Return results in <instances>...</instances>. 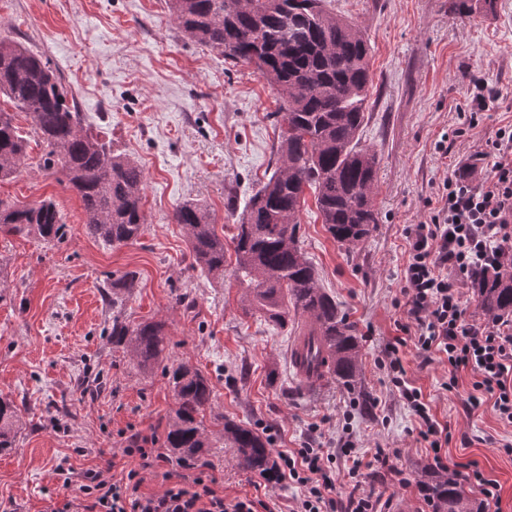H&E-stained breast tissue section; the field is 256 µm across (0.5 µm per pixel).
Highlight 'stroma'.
I'll use <instances>...</instances> for the list:
<instances>
[{
    "label": "stroma",
    "instance_id": "obj_1",
    "mask_svg": "<svg viewBox=\"0 0 512 512\" xmlns=\"http://www.w3.org/2000/svg\"><path fill=\"white\" fill-rule=\"evenodd\" d=\"M327 0L338 18L360 25L371 47L367 120L361 143L378 157L379 222L345 249L325 231L314 199L299 220V243L322 288L357 327L361 374L355 389L328 380L302 387L290 348L306 319L279 327L244 310L245 289L232 275L214 279L195 267L186 233L173 214L187 201L206 205L218 235L232 238L246 203L276 169L282 100L249 63L225 61L189 39L168 0H0V37L49 60L71 87L83 124L108 132L112 147L146 177L145 231L108 247L89 236L79 196L42 170L43 146L30 117L15 123L28 140V161L0 182V199L29 204L53 198L67 226L63 243L0 234V395L15 400L22 428L0 453V507L45 512L50 499L72 497L57 465L80 472L108 469L121 477L126 458L113 455L118 430L166 436L174 396L163 366L187 363L211 382L204 414L212 443L205 454L214 488L225 497L259 498L271 512H291L302 487L271 483L239 466L224 442L232 420L270 438L272 452L322 444L332 457L334 496L371 495L377 512H432L417 473L433 452L418 436L419 419L400 386L420 389L434 420L448 429L442 455L448 475L473 498L479 479L499 486L512 512V423L491 399L469 409L476 375L452 371L438 355L400 348L396 376L386 350L407 315L401 302L407 233L428 221L442 184L463 166L486 170L476 156L498 128L512 123V0ZM501 96L462 137L456 107L475 78ZM447 140V152L436 144ZM132 277L123 312L133 322L165 321L162 367L145 372L106 329L107 285ZM455 387H448L449 378ZM364 462L357 478L353 457Z\"/></svg>",
    "mask_w": 512,
    "mask_h": 512
}]
</instances>
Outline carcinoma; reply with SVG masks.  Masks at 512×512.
Masks as SVG:
<instances>
[{"label": "carcinoma", "instance_id": "cac0c4a2", "mask_svg": "<svg viewBox=\"0 0 512 512\" xmlns=\"http://www.w3.org/2000/svg\"><path fill=\"white\" fill-rule=\"evenodd\" d=\"M169 2L186 35L226 60L255 65L284 99L279 166L250 198L236 225L233 275L246 285L243 302L249 311L281 327L291 310L309 319L300 340L315 339L328 353L312 386L328 377L350 386L361 371L360 340L336 300L321 287L299 246L298 230L308 188L321 224L340 246L360 244L378 223V159L359 138L372 84L370 44L358 25L329 12L325 0H254L251 10L241 12L232 10L237 0ZM68 96L62 76L41 55L0 38V97L31 118L43 145L39 166L61 172V183L80 197L89 235L109 247L134 242L145 230L143 171L112 150L104 135L84 129L76 106L66 103ZM27 159V141L14 114L0 109V181L19 173ZM174 220L187 232L194 264L208 276H224V238L206 209L185 202ZM0 233L33 234L55 244L66 238L67 225L51 198L25 205L0 200ZM127 287L126 281H114L108 295L112 343L140 368L151 370L165 350V323L126 321L119 292ZM472 288L483 315H512V259L491 273L476 274ZM164 375L176 400L168 447L181 457L199 455L212 447L203 418L214 390L186 363L164 367ZM19 422L15 402L1 396V453L14 447ZM224 441L236 449L244 468L269 481L278 478L277 462L262 434L227 420ZM418 478L434 512H482L453 479L428 467Z\"/></svg>", "mask_w": 512, "mask_h": 512}]
</instances>
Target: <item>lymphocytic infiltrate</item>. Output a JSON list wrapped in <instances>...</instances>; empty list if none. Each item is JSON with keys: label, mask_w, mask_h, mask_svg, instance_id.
Returning a JSON list of instances; mask_svg holds the SVG:
<instances>
[{"label": "lymphocytic infiltrate", "mask_w": 512, "mask_h": 512, "mask_svg": "<svg viewBox=\"0 0 512 512\" xmlns=\"http://www.w3.org/2000/svg\"><path fill=\"white\" fill-rule=\"evenodd\" d=\"M486 153L493 159L487 178L476 185L463 176L448 177L439 207L411 233L401 292L406 315L416 326V349L443 355L452 368L477 374V388L512 423V323L491 319L469 324L462 308L463 286L476 272L496 268L512 250V125L498 129ZM402 397L420 421L418 435L432 449L435 466L444 467L443 431L421 391L406 387ZM118 437L132 467L117 480L103 469L76 474L75 497L50 501L45 512H259L263 505L259 499L224 498L202 463L194 464L190 483L173 481L157 435L129 428ZM278 458L280 481L305 488L292 512H335V484L322 448L308 445ZM150 475L167 481L162 493H142Z\"/></svg>", "instance_id": "f902f5d3"}]
</instances>
